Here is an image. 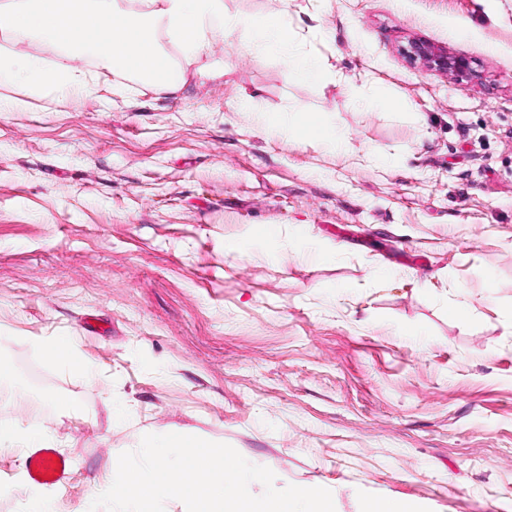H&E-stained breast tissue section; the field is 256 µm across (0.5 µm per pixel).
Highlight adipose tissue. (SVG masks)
Segmentation results:
<instances>
[{
	"label": "adipose tissue",
	"mask_w": 512,
	"mask_h": 512,
	"mask_svg": "<svg viewBox=\"0 0 512 512\" xmlns=\"http://www.w3.org/2000/svg\"><path fill=\"white\" fill-rule=\"evenodd\" d=\"M243 25L226 16L224 0H0V39L24 37L58 52L50 64L37 53L1 48L0 84L87 95L108 87L112 73L125 71L143 88L174 95L186 84L187 68L207 73L205 57L213 36L233 41ZM102 33L108 44L100 43ZM293 36L286 12L269 15L262 23L260 47L285 57L287 76L322 82L325 72L316 60L289 57ZM74 52L91 56L94 70L74 69L69 63ZM279 122L293 137L319 141L329 151L347 147L346 132L317 114L285 113Z\"/></svg>",
	"instance_id": "ef3b65f1"
}]
</instances>
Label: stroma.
<instances>
[{
    "instance_id": "1",
    "label": "stroma",
    "mask_w": 512,
    "mask_h": 512,
    "mask_svg": "<svg viewBox=\"0 0 512 512\" xmlns=\"http://www.w3.org/2000/svg\"><path fill=\"white\" fill-rule=\"evenodd\" d=\"M224 6L250 27L214 37L216 76L178 95L121 72L96 96L0 85L28 103L0 112V415L42 422L70 461L54 512H88L119 454L171 429L330 490L335 512H512V318L489 305L512 304V0ZM283 10L324 82L257 49ZM414 40L480 78L411 63ZM296 107L391 164L257 125ZM311 238L330 255L303 257ZM57 336L88 378L45 359ZM31 494L25 449L0 447V512Z\"/></svg>"
}]
</instances>
